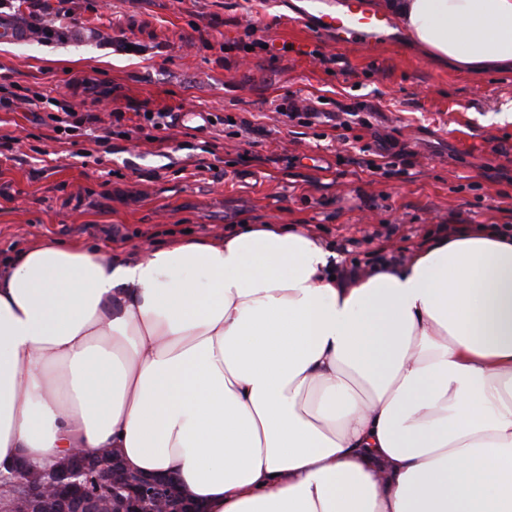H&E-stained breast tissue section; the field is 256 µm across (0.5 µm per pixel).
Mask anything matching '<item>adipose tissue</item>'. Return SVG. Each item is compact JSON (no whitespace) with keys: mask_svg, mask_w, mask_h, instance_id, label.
Here are the masks:
<instances>
[{"mask_svg":"<svg viewBox=\"0 0 512 512\" xmlns=\"http://www.w3.org/2000/svg\"><path fill=\"white\" fill-rule=\"evenodd\" d=\"M437 61L512 67V0H377ZM271 224L0 270V475L117 448L207 512H512V234L348 278Z\"/></svg>","mask_w":512,"mask_h":512,"instance_id":"ef3b65f1","label":"adipose tissue"}]
</instances>
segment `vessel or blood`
I'll list each match as a JSON object with an SVG mask.
<instances>
[{"label":"vessel or blood","mask_w":512,"mask_h":512,"mask_svg":"<svg viewBox=\"0 0 512 512\" xmlns=\"http://www.w3.org/2000/svg\"><path fill=\"white\" fill-rule=\"evenodd\" d=\"M313 25L342 46L366 45L378 39L390 20L367 9L363 0H347L343 8H336L330 0H316Z\"/></svg>","instance_id":"1"}]
</instances>
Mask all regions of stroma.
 <instances>
[{"instance_id":"stroma-1","label":"stroma","mask_w":512,"mask_h":512,"mask_svg":"<svg viewBox=\"0 0 512 512\" xmlns=\"http://www.w3.org/2000/svg\"><path fill=\"white\" fill-rule=\"evenodd\" d=\"M64 36L0 41V261L55 239L134 260L242 224L310 230L341 265L406 261L439 226L512 227V70L460 72L397 28L370 48L318 34L310 0H69ZM257 21L267 50L237 44ZM140 111L133 136L56 138L45 108ZM306 106L310 119L278 110ZM358 108L344 130L332 113ZM185 112L165 129L147 112ZM405 152V172L372 168Z\"/></svg>"}]
</instances>
